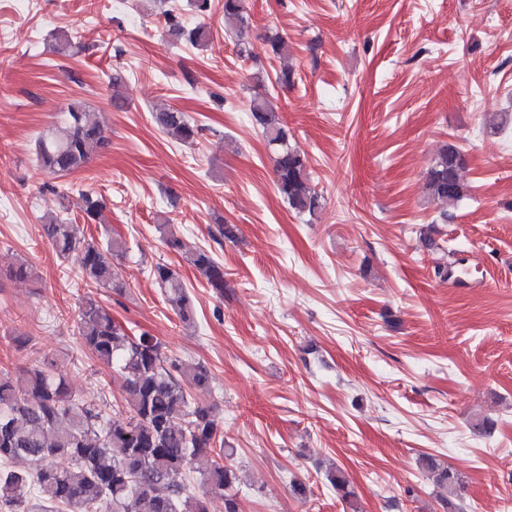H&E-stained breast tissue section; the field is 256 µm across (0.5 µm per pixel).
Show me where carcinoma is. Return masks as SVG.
Here are the masks:
<instances>
[{
  "label": "carcinoma",
  "mask_w": 512,
  "mask_h": 512,
  "mask_svg": "<svg viewBox=\"0 0 512 512\" xmlns=\"http://www.w3.org/2000/svg\"><path fill=\"white\" fill-rule=\"evenodd\" d=\"M224 21L237 31L239 55L254 57L246 38V0H224ZM166 24L170 35L192 45L209 41L204 25L186 28L172 13L166 15ZM250 112L272 148L279 195L298 214L321 209L307 161L288 145V128L268 98L255 93ZM154 117L177 142L193 141L199 133L182 112L164 108ZM108 144L97 114L74 101L64 126L39 138L36 157L44 169L64 174L85 167ZM462 169L460 150L445 144L427 173L426 196L455 206L467 196ZM83 202L86 220H101L102 200L86 193ZM43 229L58 255H78L83 278L119 290L112 258L122 254V240L87 242L79 225L57 218L45 222ZM165 244L182 254L217 295H224V266L209 251L187 250L173 234ZM153 275L180 319L190 320L194 304L177 271L158 264ZM79 335L94 357L124 375L128 417H108L98 404L73 396L44 369H33L21 387L0 375V512H209L213 496L224 499V512H239L237 475L224 464L233 449L219 438L214 407L191 395L209 386L208 370L200 364L183 365L148 336H130L91 297L80 309ZM19 458L33 468L13 469ZM423 467L433 474L441 503L450 505L446 492L462 490L458 475L430 456L423 457Z\"/></svg>",
  "instance_id": "cac0c4a2"
}]
</instances>
